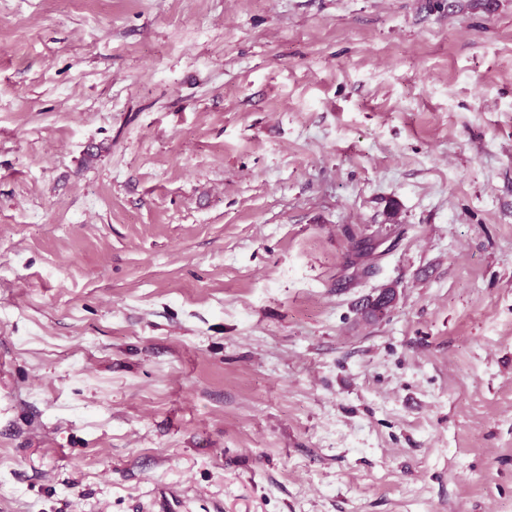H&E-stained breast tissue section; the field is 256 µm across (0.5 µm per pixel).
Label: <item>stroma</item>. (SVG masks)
Returning a JSON list of instances; mask_svg holds the SVG:
<instances>
[{
  "label": "stroma",
  "instance_id": "stroma-1",
  "mask_svg": "<svg viewBox=\"0 0 512 512\" xmlns=\"http://www.w3.org/2000/svg\"><path fill=\"white\" fill-rule=\"evenodd\" d=\"M163 486L512 512V0H0V512Z\"/></svg>",
  "mask_w": 512,
  "mask_h": 512
}]
</instances>
